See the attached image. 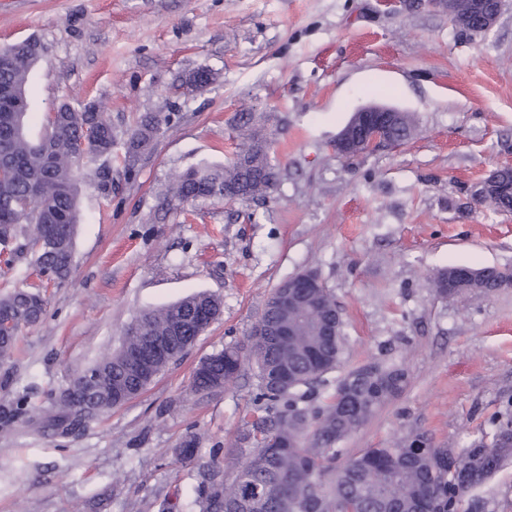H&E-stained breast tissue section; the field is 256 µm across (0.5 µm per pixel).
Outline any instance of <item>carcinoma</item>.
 I'll return each instance as SVG.
<instances>
[{
	"mask_svg": "<svg viewBox=\"0 0 512 512\" xmlns=\"http://www.w3.org/2000/svg\"><path fill=\"white\" fill-rule=\"evenodd\" d=\"M37 61L29 47L0 52V252H19L58 283L72 274L75 261V229L81 206L76 170L80 160L112 157V121L92 105L78 111L61 106L48 142L14 132V120L29 112V75ZM216 73L200 66L180 75L172 84L174 93L187 84L208 86ZM171 117L146 112L125 143V168L150 150ZM256 135L242 144L225 166L191 169L168 184L161 206L170 208L237 189L241 200H261L276 186L263 168L241 171L243 162L253 163L263 152ZM98 187L112 195V167L97 169ZM512 285V270L497 268L484 275L477 289L490 292ZM46 303L27 286L0 295V313H8L16 326L8 332L0 354L11 359L17 340L16 328L38 323ZM213 317L221 314L219 298L198 292L164 308L148 310L124 337L120 348L88 368L96 373L97 413L111 410L118 399L144 390L128 356L149 350L148 339L172 337L173 348L186 351L205 327L198 310ZM261 318L288 330L286 340L254 342L227 347L208 358L196 372L193 388L209 392L218 379L229 382L244 363L256 365V409L239 437V447L224 455L237 461L233 470L211 465L197 486L198 512H458L460 503L475 484L491 474L507 456V449L480 444L463 455L432 448L423 434L396 448H367L343 458L339 443L360 429L408 382L401 368L370 362L336 380L334 392L319 401V389L328 384L343 352V321L329 289L316 297L304 296L297 310L265 307ZM357 379L354 395L344 400L350 379ZM80 379H75L55 402L52 422L62 426L80 415ZM346 401L342 415L336 402Z\"/></svg>",
	"mask_w": 512,
	"mask_h": 512,
	"instance_id": "carcinoma-1",
	"label": "carcinoma"
}]
</instances>
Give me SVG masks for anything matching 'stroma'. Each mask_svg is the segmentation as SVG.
Returning <instances> with one entry per match:
<instances>
[{
	"label": "stroma",
	"instance_id": "35a3bbf8",
	"mask_svg": "<svg viewBox=\"0 0 512 512\" xmlns=\"http://www.w3.org/2000/svg\"><path fill=\"white\" fill-rule=\"evenodd\" d=\"M47 51L29 110L60 98L112 121V197L96 165L79 174L82 217L67 282L0 254V294L37 285L47 312L0 365V512H180L199 467L235 447L254 407L253 365L211 393L199 362L243 342L272 291L316 271L342 315L340 372L402 368L405 390L341 443L346 454L425 434L462 454L512 419V288L438 296L452 265L512 267V212L476 202L478 182L512 165V0L488 32L463 34L429 0H0V46ZM206 66L192 97L173 80ZM404 110L411 138L348 160L337 133L360 105ZM146 112L170 115L134 170L124 143ZM260 117L279 173L265 201L207 199L155 221L170 180L227 164L239 113ZM200 291L222 314L138 396L68 430L44 427L61 389L116 348L145 310ZM195 439L196 466L175 450ZM459 512H512V458ZM216 79V73L206 67V66H200L196 69L190 71L187 74L179 75L174 83L172 84V89L175 94H178L181 96L180 89L187 84H200L202 86H208L212 84Z\"/></svg>",
	"mask_w": 512,
	"mask_h": 512
}]
</instances>
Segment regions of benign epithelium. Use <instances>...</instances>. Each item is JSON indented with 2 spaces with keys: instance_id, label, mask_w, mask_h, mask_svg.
I'll return each mask as SVG.
<instances>
[{
  "instance_id": "benign-epithelium-1",
  "label": "benign epithelium",
  "mask_w": 512,
  "mask_h": 512,
  "mask_svg": "<svg viewBox=\"0 0 512 512\" xmlns=\"http://www.w3.org/2000/svg\"><path fill=\"white\" fill-rule=\"evenodd\" d=\"M505 0H434V4L448 12L456 26L472 33L489 31L497 22ZM403 116V111L393 105L372 102L357 109L345 127L336 136V153L358 157L364 153H374L383 148L396 146L391 135L393 122ZM512 194V184L497 178V171H491L480 183L477 195L496 196ZM455 280L448 282V294H454L456 285L462 286L475 283L480 273L473 268L461 265L455 269ZM322 281L312 270H305L278 285L282 289L280 303L290 307L298 302L301 290L318 288ZM163 356L175 360L167 339H157L151 346L150 354H142L137 358L138 370L143 376L155 378L152 374V359Z\"/></svg>"
}]
</instances>
